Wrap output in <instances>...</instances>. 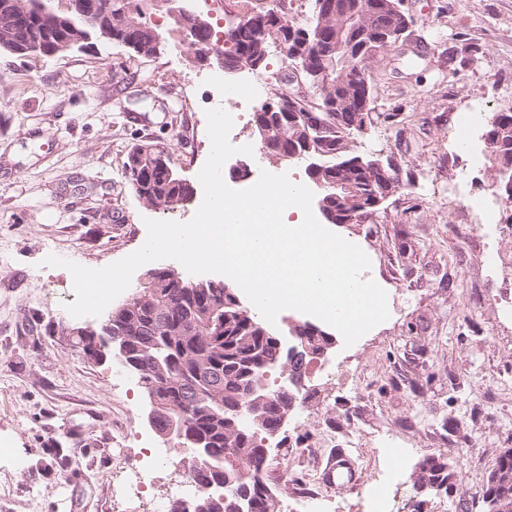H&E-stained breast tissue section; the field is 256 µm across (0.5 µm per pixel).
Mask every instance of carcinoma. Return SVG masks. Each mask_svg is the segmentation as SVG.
I'll use <instances>...</instances> for the list:
<instances>
[{
  "mask_svg": "<svg viewBox=\"0 0 512 512\" xmlns=\"http://www.w3.org/2000/svg\"><path fill=\"white\" fill-rule=\"evenodd\" d=\"M151 0H99L107 12L102 21L116 28L129 14L150 24L147 10ZM243 13L222 31L224 66L235 67L246 54L261 56L258 27L282 11L279 4ZM342 9L362 11L372 24L349 33L340 56H331L330 40L336 26L321 25L317 11L305 23L291 22L285 39L288 56H308L315 66L329 69L330 84L322 91L310 89V100L300 112L261 105L253 112L252 125L262 146L270 153H304L308 136L325 142L321 152L305 153L323 176H342L358 182V195L341 202L340 213L350 224H370L379 213V190L375 172L366 159L351 146V135L371 122L372 87L369 76L357 67L360 59L382 44L395 48L398 35L413 24L411 17L394 11L397 0H336ZM36 22L24 34L33 39L51 32L55 26L47 0H27ZM488 148L497 171L512 177V113L499 112L491 118L486 133ZM163 150L151 144H138L127 153L125 169L129 180L137 183L135 193L153 206L177 208L191 199L177 176H169V160ZM233 297L202 288L194 294L176 281L148 282L135 287L127 303L131 307L111 308L103 324H112L113 335L129 338L127 351L112 350V356L138 378V382L158 385L162 401L157 417L164 430L180 423L173 406L180 399L195 402L193 416L185 431L205 440L207 451L198 458L192 472L201 475L200 485L208 491L188 499L178 497L170 512H277V494L266 475L268 454L274 439L270 432L283 415H292L297 404L277 394L275 378L281 375L285 358L270 337L272 331L247 307H233ZM266 375L269 399L257 404L262 418L243 428L227 421L245 391L251 373ZM211 375L223 380L212 391L201 382ZM500 470L483 489L486 512H512V448L498 457ZM421 499L413 512H422V496L448 491V463L441 456L426 457L414 484Z\"/></svg>",
  "mask_w": 512,
  "mask_h": 512,
  "instance_id": "cac0c4a2",
  "label": "carcinoma"
}]
</instances>
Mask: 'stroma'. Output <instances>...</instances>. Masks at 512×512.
<instances>
[{
  "label": "stroma",
  "mask_w": 512,
  "mask_h": 512,
  "mask_svg": "<svg viewBox=\"0 0 512 512\" xmlns=\"http://www.w3.org/2000/svg\"><path fill=\"white\" fill-rule=\"evenodd\" d=\"M404 10L410 32L371 63L373 123L353 136L357 154L398 166L402 186L376 223L336 228L368 255L390 316L311 364L266 470L279 512H304L296 489L321 485L341 449L359 484L324 487L325 512H359L387 473L400 488L393 512H413L414 477L433 454L457 476L423 512H483L485 479L512 448V210L485 141L493 113L512 112V0ZM211 72L184 44L153 57L96 37L55 56L0 51V512H112L116 470L165 448L137 378L74 346L70 329L100 320L67 313L73 276L44 260L103 268L145 243V219L193 217L189 204L143 203L124 162L148 143L197 182L211 150L205 111L217 106L254 138L253 105L221 98ZM465 116L475 123L463 145ZM223 169L236 190L264 171L306 178L304 163L261 148ZM336 364L341 385L326 374Z\"/></svg>",
  "instance_id": "35a3bbf8"
}]
</instances>
